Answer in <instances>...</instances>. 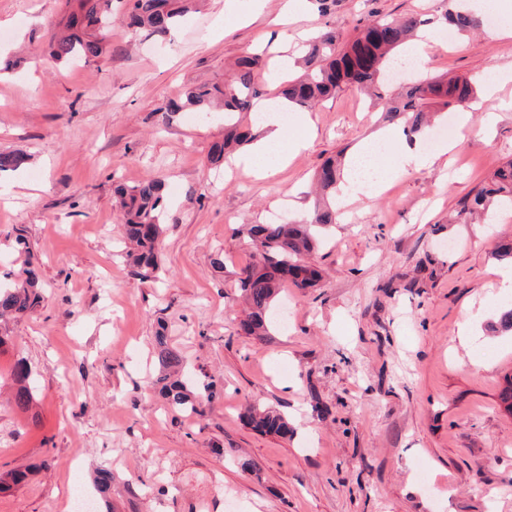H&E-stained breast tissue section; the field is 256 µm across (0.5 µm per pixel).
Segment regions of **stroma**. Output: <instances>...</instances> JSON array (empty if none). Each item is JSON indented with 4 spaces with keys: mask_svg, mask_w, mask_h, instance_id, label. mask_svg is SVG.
<instances>
[{
    "mask_svg": "<svg viewBox=\"0 0 512 512\" xmlns=\"http://www.w3.org/2000/svg\"><path fill=\"white\" fill-rule=\"evenodd\" d=\"M64 8L0 0V59L16 62L0 74V151L31 157L0 175V275L31 258L45 294L36 314L0 321V473L33 469L0 492V512H67L69 491L104 465L114 512H512V414L499 398L512 335L492 330L512 304L499 276L512 265L493 255L512 240V209L448 221L512 160V36H488L512 13L484 11L482 30L432 52L436 75H510L459 138L430 127L423 149L444 142L447 156L340 203L310 257L320 283L285 286L274 309L288 323L258 340L238 329L244 225L282 210L305 219L326 158L403 127L347 90L309 109L312 131L291 129L303 145L283 170L256 173L209 163L220 115L167 103L247 52L262 55L266 82L295 74L325 29L345 39L416 15L444 31L445 0H207L166 36L114 20L104 57L59 64L47 43ZM146 179L164 183L168 210L154 281L120 256L112 206L115 184ZM161 324L189 385L214 386L204 416L172 411L150 383ZM20 359L37 384L25 413L11 400ZM251 405L285 414L293 435L253 430Z\"/></svg>",
    "mask_w": 512,
    "mask_h": 512,
    "instance_id": "stroma-1",
    "label": "stroma"
}]
</instances>
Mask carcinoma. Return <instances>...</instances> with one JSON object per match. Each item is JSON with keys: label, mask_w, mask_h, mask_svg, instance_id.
Here are the masks:
<instances>
[{"label": "carcinoma", "mask_w": 512, "mask_h": 512, "mask_svg": "<svg viewBox=\"0 0 512 512\" xmlns=\"http://www.w3.org/2000/svg\"><path fill=\"white\" fill-rule=\"evenodd\" d=\"M74 9L60 21V31L49 42L50 56L58 62L75 59H98L107 52L106 31L112 23V0H65ZM202 0H126L124 22L133 31L148 30L166 35L196 11ZM445 21L458 31L476 30L481 19L468 11L450 10ZM421 20L415 16L400 19L374 20L361 28L351 39L339 42L336 32L322 31L309 45L299 73L287 77L276 86L274 96L286 98L300 109H310L320 101L352 88L371 99L383 95V68L388 57L410 40ZM260 67L256 55L239 57L230 79L194 85L188 88L182 101L172 102L168 111L184 107L211 110L220 105L224 112V139L211 147L216 163L248 144L254 134L240 130L239 117L255 109L262 92L255 83V71ZM477 93L476 82L462 76L436 77L429 82L415 80L400 96L391 98L383 107L384 119L400 122L409 136L421 135L429 126V114L468 105ZM29 156L20 151H0V173L15 172L25 166ZM342 177L336 159L323 162L317 172V184L323 191L333 192ZM122 210L123 234L130 245L126 258L133 272L150 279L158 269L157 250L166 221L167 206L164 184L149 179L114 188ZM512 207V160L499 167L485 182L476 186L457 211L465 221L475 213L488 214L495 208ZM336 223V209L323 207L301 222L252 224L248 238L254 261L240 269L238 280L249 305V313L239 329L248 336L263 339L270 334V311L285 283L296 288H313L321 272L306 261L319 240L312 228ZM0 282V317H24L37 311L44 297L39 287V274L33 263L26 260L18 271L6 274ZM159 375L154 385L174 410L201 415L205 401L212 399L214 383L204 387L205 395L192 390L182 379L184 364L181 356L168 346L161 331L155 336ZM12 401L17 408L29 409L33 402L31 371L19 361L13 369ZM247 421L255 429L281 437L292 433L288 419L270 408L253 407ZM112 468L101 467L96 472L95 487L101 499H107L112 489Z\"/></svg>", "instance_id": "obj_1"}]
</instances>
